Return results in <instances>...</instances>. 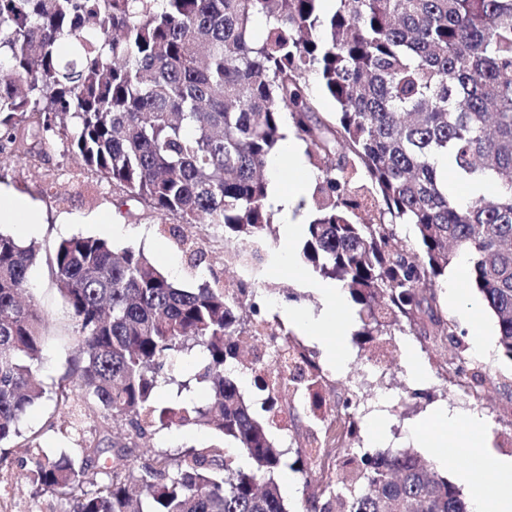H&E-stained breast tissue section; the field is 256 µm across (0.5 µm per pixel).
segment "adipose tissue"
I'll return each instance as SVG.
<instances>
[{"label":"adipose tissue","mask_w":512,"mask_h":512,"mask_svg":"<svg viewBox=\"0 0 512 512\" xmlns=\"http://www.w3.org/2000/svg\"><path fill=\"white\" fill-rule=\"evenodd\" d=\"M269 176V199L280 210L286 239L295 240L303 228L294 221L293 210L314 176L303 167L300 151L293 145L271 161ZM322 295L324 304L319 312L295 315L300 327L319 340L337 336L342 331L337 322V309L341 303L339 288L333 284L323 285ZM490 471L497 474L498 482L488 487L484 484V477ZM463 479L476 490L471 512H512V457L473 451Z\"/></svg>","instance_id":"ef3b65f1"}]
</instances>
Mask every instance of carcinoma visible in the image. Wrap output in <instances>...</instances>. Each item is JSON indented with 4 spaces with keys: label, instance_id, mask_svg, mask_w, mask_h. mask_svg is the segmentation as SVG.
<instances>
[{
    "label": "carcinoma",
    "instance_id": "1",
    "mask_svg": "<svg viewBox=\"0 0 512 512\" xmlns=\"http://www.w3.org/2000/svg\"><path fill=\"white\" fill-rule=\"evenodd\" d=\"M322 2L0 0V154L36 163L62 137L125 199L222 225L224 264L252 267L273 223L263 171L291 133L319 171L302 261L347 290L360 335L415 331L463 257L512 360V0ZM311 75L336 104L328 120L314 116ZM450 181L493 192L463 199ZM39 256L0 232V444L46 394L34 362L48 322L21 297ZM49 263L76 349L56 403L77 391L138 435L202 421L234 447L137 461L117 446L108 466L88 442L36 460L38 490L66 495L65 512H288L274 421L224 374L243 353L241 303L224 284L186 288L142 250L94 237L62 240ZM195 347L214 402H156L165 364ZM322 383L305 354L288 385L317 397ZM92 468L105 478L80 482ZM335 500L339 512H469L408 449L366 457ZM302 512L332 510L313 494Z\"/></svg>",
    "mask_w": 512,
    "mask_h": 512
}]
</instances>
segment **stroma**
<instances>
[{
    "label": "stroma",
    "instance_id": "35a3bbf8",
    "mask_svg": "<svg viewBox=\"0 0 512 512\" xmlns=\"http://www.w3.org/2000/svg\"><path fill=\"white\" fill-rule=\"evenodd\" d=\"M0 185L28 198L42 214L36 235H28L22 224H7L0 229L21 242H35L42 255L40 263L30 273L29 286L33 303L49 321L38 363L48 390H56L65 374L68 360L74 353V342L71 315L51 276L47 259L62 239L72 236L108 239L117 252L130 245L140 247L161 270L189 287L215 277L229 283L251 282L255 300L262 305L265 318L279 323L283 332L292 336L317 363H324L323 347L297 331L287 316L291 308H320L323 279L311 269L301 274H288L278 268L277 259L287 245L281 222L272 224L266 237L268 257L256 271L225 268L221 225L181 226V233L195 236L204 252L199 265L193 267L175 239L158 230L159 225L173 224V217L140 210L138 203L133 201L127 208H118L111 184L88 170L63 143H55L48 151L46 162L34 167L9 160L0 162ZM116 226L124 230L118 238L112 235ZM437 297L438 316L458 326L455 341L396 330L385 356L375 366L369 362L374 344L360 335L362 323L356 317L358 307L352 300H345V309L354 315L343 341L349 361L343 372L326 371L323 397L325 402H332L350 387L356 375L365 374L367 383L359 391L358 398L370 412L360 419L357 430L345 440L346 453L353 461L400 449L424 455V448L414 440L413 434L418 430L435 434L436 428L430 418L438 408L452 414H478L484 423L479 435L482 449L512 457V360L498 349L488 360L475 356L471 345L475 321L466 316L464 309L449 304L445 288H438ZM408 345L425 365L427 373L424 377L412 374L404 353ZM462 359L470 361L476 371L494 377L495 386L473 385L469 390H462L459 379L452 373L453 367ZM200 360L201 354L196 349L180 354L172 368L165 370L164 380L155 390V399L161 403L170 401L175 398L179 386L185 384L197 404L209 403V384L197 377ZM281 405L293 411L295 426L286 432L277 428L272 431L286 460L277 480L284 500L294 507L315 492L317 485L307 481L299 462L298 449L302 443V428L307 422L306 411L287 393L283 394ZM20 431L19 438L0 446V512H61L62 502L50 495L36 493L33 484L22 479L24 472L32 469L33 459L41 450L56 455L98 440L105 433L112 441L132 448L141 458L158 450L176 454L188 448H221L225 445L222 436L201 424L157 425L141 438L125 425H105L99 410L74 401L59 408L51 399L43 400L27 412ZM33 434L39 442L35 449L25 445L26 437Z\"/></svg>",
    "mask_w": 512,
    "mask_h": 512
}]
</instances>
